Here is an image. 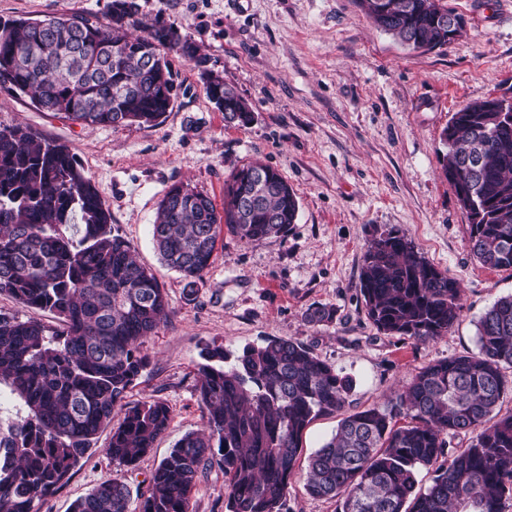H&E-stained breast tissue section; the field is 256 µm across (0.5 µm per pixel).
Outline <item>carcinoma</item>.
Returning a JSON list of instances; mask_svg holds the SVG:
<instances>
[{"label":"carcinoma","mask_w":512,"mask_h":512,"mask_svg":"<svg viewBox=\"0 0 512 512\" xmlns=\"http://www.w3.org/2000/svg\"><path fill=\"white\" fill-rule=\"evenodd\" d=\"M374 23L416 50L447 45L463 18L443 0H360ZM457 23L452 25L448 16ZM0 20V89L26 95L43 112L83 128L155 126L181 85L168 60L195 64L224 118L247 124L249 104L180 30L140 22L129 0H111L104 19L63 14ZM493 99L452 113L442 132L443 167L469 221L472 256L512 269V128ZM265 175L261 201L241 194ZM299 201L282 174L252 161L224 181V207L188 184L172 185L151 224L161 261L191 295L227 230L244 242L281 237L296 223ZM359 293L377 330L416 340L446 336L463 311L458 282L426 260L397 230L369 242ZM0 294L23 309L49 310L59 322L0 314V384L25 411L0 417V512H38L126 408L104 452L133 467L168 429L162 401L126 398L149 363L145 339L170 317L164 288L112 232L98 189L68 148L43 142L20 124L0 127ZM478 352L429 363L383 408L343 417L336 434L308 460L307 491L335 498L337 512H506L512 502V295L477 322ZM197 391L205 424L184 434L154 469L136 512H192L197 482L224 469L226 512H283L305 429L343 411L349 377L305 345L267 336L236 354L200 353ZM473 434L465 448L448 438ZM433 470L419 487L418 470ZM117 478L97 484L72 512H131Z\"/></svg>","instance_id":"1"}]
</instances>
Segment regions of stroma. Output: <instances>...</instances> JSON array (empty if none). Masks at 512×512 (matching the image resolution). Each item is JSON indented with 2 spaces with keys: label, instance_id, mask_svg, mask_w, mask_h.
Returning a JSON list of instances; mask_svg holds the SVG:
<instances>
[{
  "label": "stroma",
  "instance_id": "stroma-1",
  "mask_svg": "<svg viewBox=\"0 0 512 512\" xmlns=\"http://www.w3.org/2000/svg\"><path fill=\"white\" fill-rule=\"evenodd\" d=\"M109 0H0V18L42 19L67 11L103 16ZM139 18L180 28L250 105L253 120L228 122L207 97L192 62L171 55L181 85L156 126L85 129L0 89V124H20L65 145L92 178L112 231L167 293L168 321L145 340L150 364L129 404L164 401L168 431L132 468L112 463L104 429L97 447L40 512H70L102 480L116 477L132 496L145 492L157 464L185 433L203 426L197 364L204 344L231 352L278 336L304 344L352 381L349 410L385 406L421 367L476 352V325L512 295V270L482 266L444 173L441 140L453 112L487 98L512 100V0H447L466 20L455 42L414 51L376 28L358 0H134ZM260 159L293 187L299 212L281 238L246 243L221 234L193 295L163 266L151 224L176 183L215 204L224 181ZM411 239L460 282L464 309L448 336L419 342L380 333L358 291L368 242L389 229ZM333 310L314 325L309 308ZM339 418H316L288 486L287 512H336L333 499L305 490L307 456L335 433ZM220 467L203 474L192 512H226Z\"/></svg>",
  "mask_w": 512,
  "mask_h": 512
}]
</instances>
